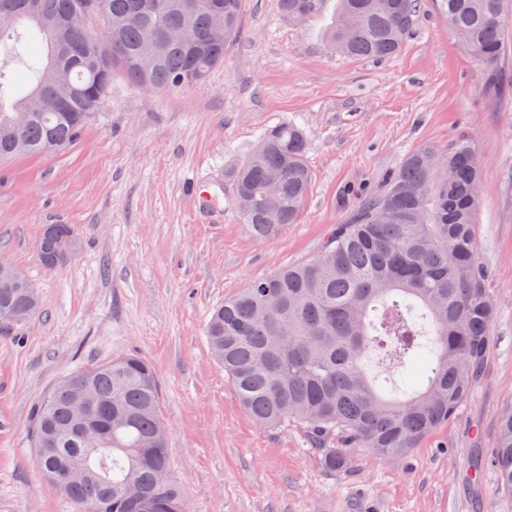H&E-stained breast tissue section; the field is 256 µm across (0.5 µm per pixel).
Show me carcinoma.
<instances>
[{
	"instance_id": "obj_1",
	"label": "carcinoma",
	"mask_w": 512,
	"mask_h": 512,
	"mask_svg": "<svg viewBox=\"0 0 512 512\" xmlns=\"http://www.w3.org/2000/svg\"><path fill=\"white\" fill-rule=\"evenodd\" d=\"M0 17V159L47 154L69 146L98 113L122 70L157 89L190 85L224 61L240 32L242 0H104L110 39L67 26L83 0H9ZM322 0H279L294 24L315 18ZM509 0H442L448 27L483 66L484 90L500 89L503 23ZM416 20V0H336L326 29L342 55L386 60L401 49ZM64 83L73 91L65 118L52 104L14 131L16 113L35 93ZM307 138L295 124L267 129L255 149L230 167L238 209L254 236L276 237L300 218L311 175ZM472 138L448 150L407 154L379 193L361 197L354 219L330 230L311 260L283 267L224 300L207 327L211 354L224 365L242 408L266 428L299 426L321 466L340 472L352 449L398 461L474 402L494 347L497 305L477 245L481 169ZM38 298L25 288L0 289L5 312L32 316ZM97 402L89 427L112 440L64 495L81 512L109 500L108 512H186L170 476L168 438L150 364L130 355L72 375ZM77 393L59 384L35 406L33 445L41 472H63L85 448L74 432ZM498 489L512 496V409L504 412L490 452Z\"/></svg>"
}]
</instances>
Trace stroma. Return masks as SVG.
Masks as SVG:
<instances>
[{
    "mask_svg": "<svg viewBox=\"0 0 512 512\" xmlns=\"http://www.w3.org/2000/svg\"><path fill=\"white\" fill-rule=\"evenodd\" d=\"M335 12L324 0L296 26L278 0H243L239 35L205 84L158 90L116 75L69 147L0 162V263L41 302L30 319L0 323V512H72L36 465L32 411L73 372L129 354L156 373L188 512H512L492 469L480 493L467 480L476 442L512 407V95L486 97L482 66L440 0H418L412 32L385 61L333 52L324 30ZM288 122L307 134L312 181L299 221L260 239L225 171ZM464 135L482 162L478 249L498 307L480 397L401 461L359 449L350 470L325 472L301 428H264L243 410L207 343L211 312L314 258L408 153ZM197 183L208 210L191 204ZM49 224L70 225L75 239L53 270L38 253Z\"/></svg>",
    "mask_w": 512,
    "mask_h": 512,
    "instance_id": "35a3bbf8",
    "label": "stroma"
}]
</instances>
